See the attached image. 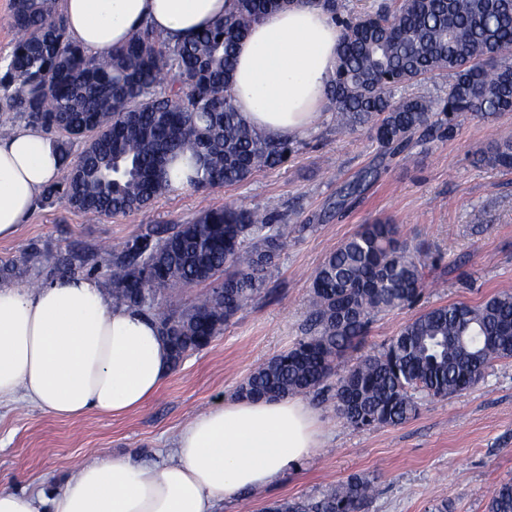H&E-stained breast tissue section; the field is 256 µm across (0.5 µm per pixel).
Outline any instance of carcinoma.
I'll return each mask as SVG.
<instances>
[{"label": "carcinoma", "mask_w": 512, "mask_h": 512, "mask_svg": "<svg viewBox=\"0 0 512 512\" xmlns=\"http://www.w3.org/2000/svg\"><path fill=\"white\" fill-rule=\"evenodd\" d=\"M293 0H232L211 26L177 43L148 23L129 42L89 56L67 33L59 0H12L17 32L0 55V114L50 135L62 177L40 202L61 201L92 218L127 215L173 190L167 165L195 161L189 185L241 183L294 152L248 124L231 94L237 43L266 13ZM341 20L338 65L328 91L338 133L368 127L380 148H405L433 129L453 132L463 113L512 112V0H385L345 18L339 0H317ZM447 74L448 92L432 98L394 92ZM82 141L77 160L71 147ZM485 164L512 169V141ZM243 207L201 211L170 229L148 225L112 248L103 287L115 306L156 320L172 364L207 348L243 307L258 298L276 267L288 225ZM391 220L363 224L315 270L303 336L259 365L238 393L278 398L316 389L335 362L357 348L376 314L415 304L423 288L420 250L396 238ZM40 251L0 261V282L33 280ZM70 251L46 260L45 279L93 270ZM209 282L204 299L185 305L176 288ZM512 358V293L478 305L454 302L419 313L383 350L336 378V409L356 430L400 424L418 409L415 394L438 398L475 385L493 361ZM372 480L353 474L319 496L277 503L266 512H366ZM486 512H512V480L489 490Z\"/></svg>", "instance_id": "carcinoma-1"}]
</instances>
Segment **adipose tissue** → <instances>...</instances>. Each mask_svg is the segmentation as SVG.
<instances>
[{
  "label": "adipose tissue",
  "mask_w": 512,
  "mask_h": 512,
  "mask_svg": "<svg viewBox=\"0 0 512 512\" xmlns=\"http://www.w3.org/2000/svg\"><path fill=\"white\" fill-rule=\"evenodd\" d=\"M230 0H61L70 38L91 55L150 23L168 40L223 18ZM343 27L315 0L264 15L238 43L232 95L241 116L295 139L322 116ZM44 133L0 136V241L12 239L61 176ZM172 370L152 319L117 307L88 276L37 288L0 284V402L73 420L142 408ZM322 443L320 412L299 397H234L196 415L166 460L95 458L51 494L0 488V512H221L274 484Z\"/></svg>",
  "instance_id": "adipose-tissue-1"
}]
</instances>
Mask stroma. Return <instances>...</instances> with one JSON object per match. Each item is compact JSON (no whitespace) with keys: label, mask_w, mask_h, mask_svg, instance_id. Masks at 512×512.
Masks as SVG:
<instances>
[{"label":"stroma","mask_w":512,"mask_h":512,"mask_svg":"<svg viewBox=\"0 0 512 512\" xmlns=\"http://www.w3.org/2000/svg\"><path fill=\"white\" fill-rule=\"evenodd\" d=\"M512 137V114L460 117L452 135L413 140L389 153L368 131L336 136L330 114L285 165L245 182L206 191L191 187L158 197L141 212L96 220L57 202L36 207L17 235L0 241V259L40 248L53 257L83 249L102 278L115 243L148 224L173 227L227 204L283 214L288 237L264 293L240 310L204 350L187 353L142 409L119 417L90 413L71 421L23 403H0V487L35 492L64 482L93 456L167 455L193 416L235 397L262 362L303 334L311 278L324 257L360 225L391 218L400 239L425 261L420 301L376 316L357 353L336 363L344 374L373 354L421 311L453 302L479 304L512 292V170L478 163ZM367 169L376 177L337 205V195ZM322 413L323 445L269 490L225 503L222 512H264L283 501L319 496L353 474L373 478L369 512H486L485 492L512 478V359L490 366L473 388L446 398L420 397L418 414L395 426L359 431L329 396L308 393Z\"/></svg>","instance_id":"obj_1"}]
</instances>
